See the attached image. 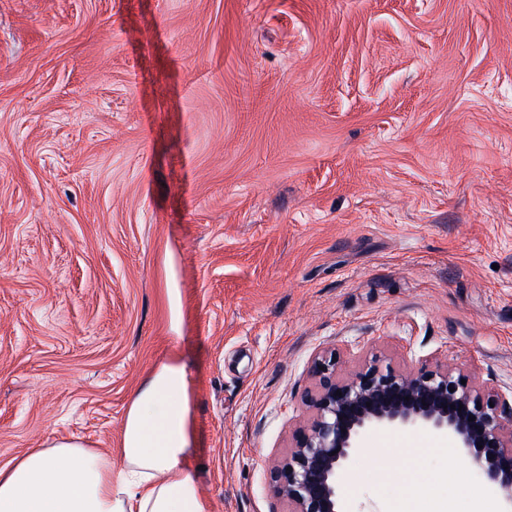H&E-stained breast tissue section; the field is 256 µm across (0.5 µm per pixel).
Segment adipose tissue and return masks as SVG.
I'll return each instance as SVG.
<instances>
[{
	"label": "adipose tissue",
	"mask_w": 512,
	"mask_h": 512,
	"mask_svg": "<svg viewBox=\"0 0 512 512\" xmlns=\"http://www.w3.org/2000/svg\"><path fill=\"white\" fill-rule=\"evenodd\" d=\"M191 400L170 352L127 408L120 469L77 437L30 449L0 467V512H210L186 464Z\"/></svg>",
	"instance_id": "ef3b65f1"
}]
</instances>
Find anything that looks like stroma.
<instances>
[{
	"label": "stroma",
	"instance_id": "obj_1",
	"mask_svg": "<svg viewBox=\"0 0 512 512\" xmlns=\"http://www.w3.org/2000/svg\"><path fill=\"white\" fill-rule=\"evenodd\" d=\"M333 348L512 393V0H0V466H121L175 350L199 494L287 512ZM450 445L366 431L343 512H469Z\"/></svg>",
	"mask_w": 512,
	"mask_h": 512
}]
</instances>
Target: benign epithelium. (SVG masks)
I'll return each mask as SVG.
<instances>
[{"label": "benign epithelium", "instance_id": "7a95c632", "mask_svg": "<svg viewBox=\"0 0 512 512\" xmlns=\"http://www.w3.org/2000/svg\"><path fill=\"white\" fill-rule=\"evenodd\" d=\"M339 359L333 349L312 361L311 417L288 456L272 463L273 492L288 512H341L339 476L367 429L420 428L451 439L512 504V397L461 383L463 375L446 363L404 371L374 357L340 378Z\"/></svg>", "mask_w": 512, "mask_h": 512}]
</instances>
